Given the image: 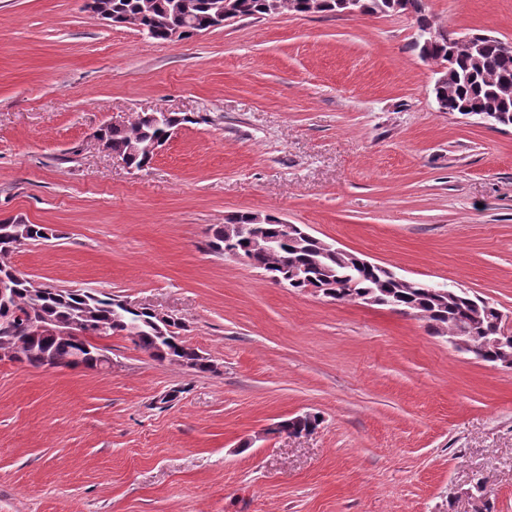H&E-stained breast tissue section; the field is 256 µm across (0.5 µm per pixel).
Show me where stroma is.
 Masks as SVG:
<instances>
[{
    "label": "stroma",
    "mask_w": 512,
    "mask_h": 512,
    "mask_svg": "<svg viewBox=\"0 0 512 512\" xmlns=\"http://www.w3.org/2000/svg\"><path fill=\"white\" fill-rule=\"evenodd\" d=\"M424 3L512 41V0ZM415 31L284 11L158 41L82 0H0V220L47 232L11 264L171 312L218 367L119 336L108 373L0 361V512H474L480 478L512 512V365L206 246L259 213L512 317V128L439 111ZM143 112L194 121L133 170L93 134ZM308 412L314 433L268 435Z\"/></svg>",
    "instance_id": "1"
}]
</instances>
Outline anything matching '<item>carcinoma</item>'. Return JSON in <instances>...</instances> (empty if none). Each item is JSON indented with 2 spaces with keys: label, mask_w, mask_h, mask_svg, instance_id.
Here are the masks:
<instances>
[{
  "label": "carcinoma",
  "mask_w": 512,
  "mask_h": 512,
  "mask_svg": "<svg viewBox=\"0 0 512 512\" xmlns=\"http://www.w3.org/2000/svg\"><path fill=\"white\" fill-rule=\"evenodd\" d=\"M216 0H112L115 13L132 18L150 37L166 41L173 26L187 28L186 37L216 28L213 3ZM242 16L261 19L287 9L297 15H336L337 0H235ZM413 18L419 31L434 37L425 42L412 41L419 57L438 65L450 63L446 78L434 85L435 97L444 101L447 112L462 116H478L493 111L492 119L503 127H512V52L503 51L495 40H482L466 54L449 60L450 46L445 30L438 28L426 13L424 0H412ZM192 122L185 116L169 123H154L137 118L129 125L105 128L107 148L123 157L138 170L149 164L152 145L163 146L179 125ZM265 236L275 240L270 251L256 250L251 241L241 238L233 244L236 254L249 265L263 270L275 269L288 259L287 270L303 271V279H288V287L303 291L313 285L323 292L335 294L340 302L356 300L371 294L397 303L411 314L425 319L436 335L472 336L480 342L483 333H471L472 324L488 325L496 317L497 307L485 299L447 285L431 288H404L378 268L359 269L353 259L336 251V247L313 236L278 238L280 224L270 218L262 225ZM46 238L44 227L17 218L0 221V283L9 285V306L0 307V322L12 326L9 333L0 332V350L12 349L18 361L39 369L45 360L53 359L60 367L71 365L80 354L86 367L98 368L99 356L108 348L80 340L77 334L107 338L122 336L132 339L138 349L158 362L176 363L195 372L212 371L211 360L180 337L184 325L171 332L147 309L122 310L120 300L109 294L85 289H60L36 285L10 264V256L21 246ZM351 282L352 288L343 284ZM40 321L54 328L36 333L32 322Z\"/></svg>",
  "instance_id": "cac0c4a2"
}]
</instances>
